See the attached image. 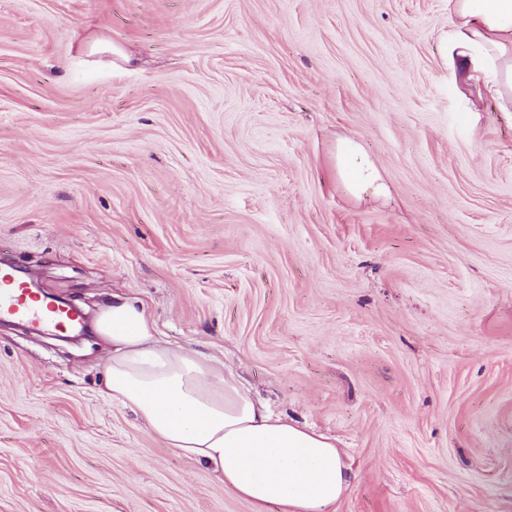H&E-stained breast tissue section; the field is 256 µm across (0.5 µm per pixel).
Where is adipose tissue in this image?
<instances>
[{
  "label": "adipose tissue",
  "mask_w": 512,
  "mask_h": 512,
  "mask_svg": "<svg viewBox=\"0 0 512 512\" xmlns=\"http://www.w3.org/2000/svg\"><path fill=\"white\" fill-rule=\"evenodd\" d=\"M442 37L455 83L512 104V0H448ZM353 191L378 188L376 166L356 144L338 156ZM94 328L112 342L105 387L148 431L224 478V487L256 512H328L353 476L335 440L288 420L256 399L233 372L197 352L161 344L146 311L115 302Z\"/></svg>",
  "instance_id": "obj_1"
}]
</instances>
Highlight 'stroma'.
<instances>
[{"label": "stroma", "mask_w": 512, "mask_h": 512, "mask_svg": "<svg viewBox=\"0 0 512 512\" xmlns=\"http://www.w3.org/2000/svg\"><path fill=\"white\" fill-rule=\"evenodd\" d=\"M448 0H0V265L335 438L333 512H512V114ZM358 143L383 193L339 172ZM0 321V512H254Z\"/></svg>", "instance_id": "stroma-1"}]
</instances>
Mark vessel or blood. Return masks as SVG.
Wrapping results in <instances>:
<instances>
[{
  "instance_id": "b4317fda",
  "label": "vessel or blood",
  "mask_w": 512,
  "mask_h": 512,
  "mask_svg": "<svg viewBox=\"0 0 512 512\" xmlns=\"http://www.w3.org/2000/svg\"><path fill=\"white\" fill-rule=\"evenodd\" d=\"M5 319L33 322L62 333L78 322L64 301L46 297L9 267L0 268V320Z\"/></svg>"
}]
</instances>
